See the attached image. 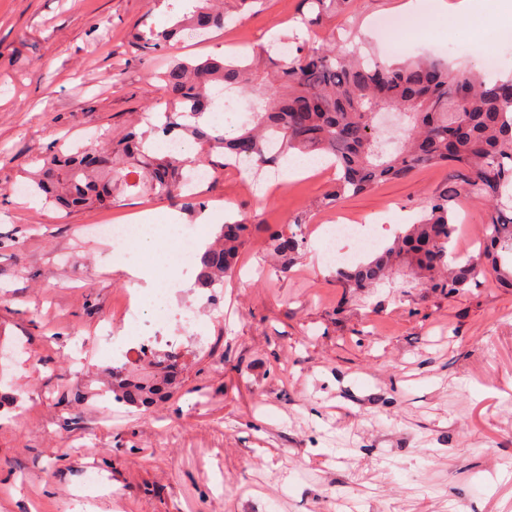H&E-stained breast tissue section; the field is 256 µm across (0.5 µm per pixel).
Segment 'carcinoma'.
<instances>
[{
  "instance_id": "1",
  "label": "carcinoma",
  "mask_w": 512,
  "mask_h": 512,
  "mask_svg": "<svg viewBox=\"0 0 512 512\" xmlns=\"http://www.w3.org/2000/svg\"><path fill=\"white\" fill-rule=\"evenodd\" d=\"M302 3L298 22L310 30L352 7V0ZM230 16L217 0H199L170 27L140 34L141 55L153 57L188 26L206 32L222 28ZM157 79L169 108L159 131L198 144L199 166L216 171L232 157L277 168L292 152H319L336 169V182L321 201L324 207L382 182L408 178L422 167L448 170L441 187L427 196L418 220L354 268L336 270L339 287L373 288L402 261L417 271L419 286L432 293L463 292L488 267L503 287L512 288V74L502 79L454 70L441 58L387 62L362 56L331 28L323 43H303L286 59L267 49L250 59L172 57ZM216 84L256 95L249 117L230 134L200 125L214 104ZM145 141L131 127L118 138L103 135L93 148L55 144L44 153L43 165L28 175L29 188L63 211L108 206L117 184L176 201L186 211L204 210L197 196L181 190L186 163L151 154ZM268 142L278 144L279 151L268 152ZM467 195L484 207L483 241L477 252L461 254L455 245L456 203ZM254 223L243 215L220 225L197 254L199 287L233 275ZM305 223L306 215H296L287 229L269 236L282 260L292 262L303 249ZM154 360L157 372L149 377L112 375L116 400L148 408L170 396L179 376L178 358L167 354Z\"/></svg>"
}]
</instances>
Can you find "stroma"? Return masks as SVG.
I'll use <instances>...</instances> for the list:
<instances>
[{"label": "stroma", "mask_w": 512, "mask_h": 512, "mask_svg": "<svg viewBox=\"0 0 512 512\" xmlns=\"http://www.w3.org/2000/svg\"><path fill=\"white\" fill-rule=\"evenodd\" d=\"M403 0H355L344 26L383 60L411 56L512 68V44L489 37L484 17L452 20L421 0L419 29L378 28ZM301 0H267L233 30L180 35L172 52L205 58L267 48L273 36L319 39L298 26ZM172 0H0V512H70L75 496L98 512H512V288L493 274L451 297L419 288L409 267L346 293L325 255L333 219L376 220L385 246L445 179L425 167L349 197L320 201L332 168L260 184L227 168L201 184L209 208L192 214L128 191L111 206L57 214L16 194L46 147H91L122 130L145 100L164 111L139 33L172 25ZM308 213L293 265L269 256V230ZM164 222L223 223L257 216L240 269L225 279L222 314L195 276H178L174 305L208 326L184 331L181 375L151 407L115 405L104 318L144 263L94 228L139 214ZM100 472L103 486L84 475Z\"/></svg>", "instance_id": "stroma-1"}]
</instances>
